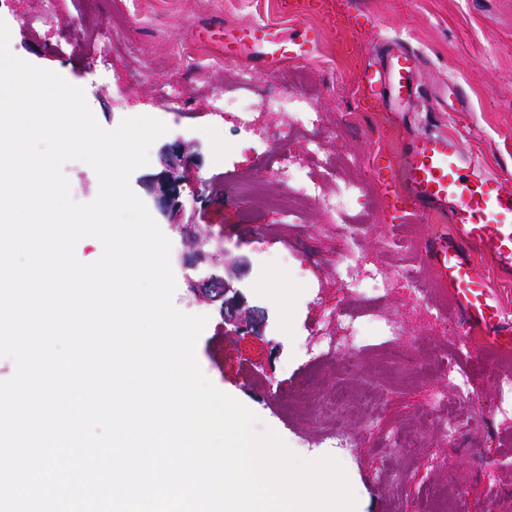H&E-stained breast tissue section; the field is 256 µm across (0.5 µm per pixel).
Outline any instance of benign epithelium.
Masks as SVG:
<instances>
[{"mask_svg": "<svg viewBox=\"0 0 512 512\" xmlns=\"http://www.w3.org/2000/svg\"><path fill=\"white\" fill-rule=\"evenodd\" d=\"M183 189V179L176 167L166 165L159 179L156 203L163 214L174 219L183 212V203L180 201ZM189 242L187 252L184 254L185 262L194 267L200 262L210 261L205 251L207 239L196 234L192 225L176 223ZM244 268V261L238 258H224V269L228 275L213 273L206 278L187 280V291L198 301L214 299L221 302L224 312V324L231 329L224 330L227 335L239 336L256 329L261 317L259 311L246 306L243 296L234 286V280L239 278Z\"/></svg>", "mask_w": 512, "mask_h": 512, "instance_id": "7a95c632", "label": "benign epithelium"}]
</instances>
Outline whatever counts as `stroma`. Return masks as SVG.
Returning <instances> with one entry per match:
<instances>
[{
	"instance_id": "obj_1",
	"label": "stroma",
	"mask_w": 512,
	"mask_h": 512,
	"mask_svg": "<svg viewBox=\"0 0 512 512\" xmlns=\"http://www.w3.org/2000/svg\"><path fill=\"white\" fill-rule=\"evenodd\" d=\"M215 18L231 26L261 21L283 32L312 26L324 38L303 59L266 68L249 55L225 59L199 35ZM0 20L16 56L83 88L100 126L116 128L135 112L166 125L130 185L171 242L175 306L209 318L195 353L217 389L253 410L260 428L274 430L300 457L327 455L319 409L328 393L312 361L315 331L326 326L339 335L356 320L362 346L340 377L351 403L337 424L356 438L353 454L341 463L357 512H429L428 490L445 483L458 487L459 512H488L493 505L512 512V414L496 408L500 363L480 336L473 337L472 352H459L448 301L416 258L415 244L441 236L447 221L415 224L413 238H406L391 225L392 189L376 173L378 156L399 159L411 133L436 128L460 135L488 170L512 169V0H325L316 12L296 15L283 13L280 0H94L84 14L77 0H7ZM397 32L422 54L421 81L429 93L409 122L356 95L376 42ZM459 89L467 94L463 112ZM217 90L253 104L249 131L216 113ZM298 90L311 98L320 122L290 130L280 105ZM179 141L190 146L180 167L183 219L213 247L245 261L240 290L264 313L255 333L226 336L217 306L187 293V277L205 276L208 268L183 262V238L150 192L163 169V147ZM315 141L325 145L317 158L310 152ZM219 142L220 156L213 152ZM285 158L300 174L322 181L326 192L351 176H364L367 186L343 217L309 203L292 215L270 211L262 223H246L251 202L240 185L286 196L287 183L271 174ZM196 188L202 200H195ZM367 214L372 222L355 248L366 266L386 272L388 283L361 297L336 274V226ZM281 278L288 294L279 301L270 290ZM395 318L409 339L399 352L384 336L386 321ZM452 369L480 377L473 395L450 385ZM433 389L442 404L430 403ZM451 424L457 428L452 443L444 436ZM403 427L425 447L396 445L393 436ZM389 470L405 472L404 485L383 480Z\"/></svg>"
}]
</instances>
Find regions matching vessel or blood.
I'll return each instance as SVG.
<instances>
[{"label": "vessel or blood", "mask_w": 512, "mask_h": 512, "mask_svg": "<svg viewBox=\"0 0 512 512\" xmlns=\"http://www.w3.org/2000/svg\"><path fill=\"white\" fill-rule=\"evenodd\" d=\"M207 34L225 57L250 48L265 63L293 58L298 48L322 37L313 27L288 34L260 22L229 28L219 20ZM421 64L399 38L385 39L361 72L363 100L392 107L415 103L424 95ZM377 174L396 183L392 221L423 223L447 215L450 236L426 240L418 261L435 273L460 334H480L501 355H512V309L490 289L491 279L512 281V172L487 171L464 150L459 135L429 130L408 137L399 161L379 157ZM475 252L487 261L488 272L474 267Z\"/></svg>", "instance_id": "1"}]
</instances>
